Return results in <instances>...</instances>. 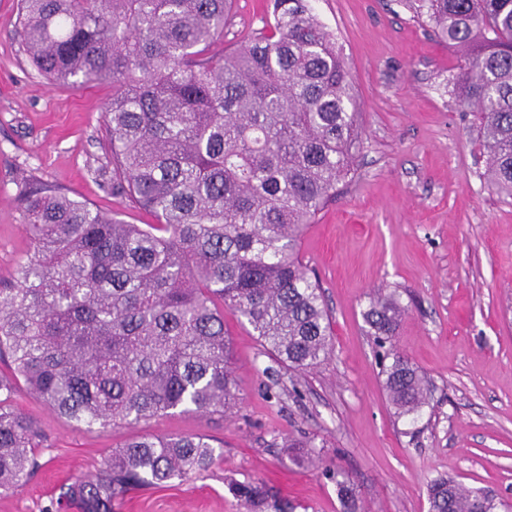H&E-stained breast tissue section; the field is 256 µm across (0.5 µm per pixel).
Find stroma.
Segmentation results:
<instances>
[{"label": "stroma", "instance_id": "35a3bbf8", "mask_svg": "<svg viewBox=\"0 0 512 512\" xmlns=\"http://www.w3.org/2000/svg\"><path fill=\"white\" fill-rule=\"evenodd\" d=\"M349 67L365 135L357 175L301 235L299 255L322 289L332 350L316 368L281 366L232 311L226 414H169L95 428L52 413L29 392L19 408L47 435L25 484L0 492V512H47L64 487L95 473L133 435L197 434L223 447L203 473L135 490L115 512H243L232 483L260 480L295 512H428L427 486L446 475L512 507V199L484 183L477 131L451 78L461 56L418 22L405 0H312ZM19 0H0V287L31 250L18 195L44 182L131 224L152 218L112 191L101 105L112 86L51 85L17 34ZM269 0H236L224 49L262 27ZM406 308L397 348L419 369L430 402L397 417L362 318L373 296ZM312 440L299 462L288 441Z\"/></svg>", "mask_w": 512, "mask_h": 512}]
</instances>
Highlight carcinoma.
Listing matches in <instances>:
<instances>
[{
	"mask_svg": "<svg viewBox=\"0 0 512 512\" xmlns=\"http://www.w3.org/2000/svg\"><path fill=\"white\" fill-rule=\"evenodd\" d=\"M234 0H21L28 59L53 84L112 82L103 117L112 192L150 214L128 224L49 185L19 193L32 253L0 288V490L40 468L44 429L21 389L87 428L237 403L224 309L239 314L292 370L319 365L331 321L298 256L314 223L352 180L363 144L355 92L336 37L309 0H270L246 45L214 52ZM456 46L455 99L473 115L482 177L512 197V0H406ZM399 294L370 300L367 333L386 348L387 399L400 417L428 389L393 341ZM210 439L129 438L103 468L67 485L57 506L113 512L133 489L207 470ZM345 512L358 492L338 483ZM245 512H294L265 483L235 484ZM429 512H497L488 492L451 478L427 488Z\"/></svg>",
	"mask_w": 512,
	"mask_h": 512,
	"instance_id": "1",
	"label": "carcinoma"
}]
</instances>
